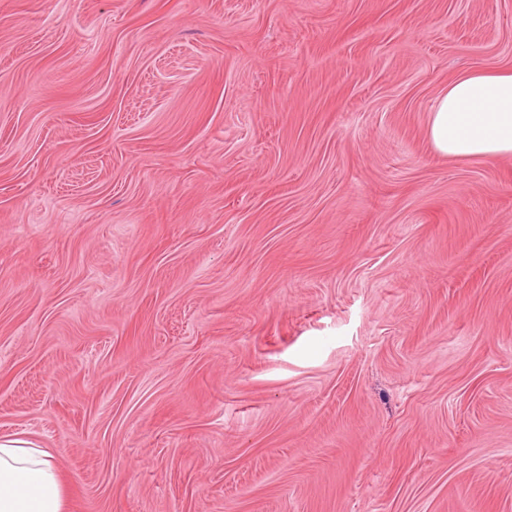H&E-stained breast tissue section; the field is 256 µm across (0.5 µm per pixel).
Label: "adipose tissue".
<instances>
[{
  "label": "adipose tissue",
  "instance_id": "1",
  "mask_svg": "<svg viewBox=\"0 0 512 512\" xmlns=\"http://www.w3.org/2000/svg\"><path fill=\"white\" fill-rule=\"evenodd\" d=\"M427 136L456 160L512 156V69L460 71L435 98ZM0 512H65L53 455L38 442L0 438Z\"/></svg>",
  "mask_w": 512,
  "mask_h": 512
}]
</instances>
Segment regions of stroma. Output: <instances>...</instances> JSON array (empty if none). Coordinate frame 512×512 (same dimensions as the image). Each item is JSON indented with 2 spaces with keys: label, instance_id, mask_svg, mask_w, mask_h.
Masks as SVG:
<instances>
[{
  "label": "stroma",
  "instance_id": "35a3bbf8",
  "mask_svg": "<svg viewBox=\"0 0 512 512\" xmlns=\"http://www.w3.org/2000/svg\"><path fill=\"white\" fill-rule=\"evenodd\" d=\"M512 0H0V436L66 512H512V158L427 137Z\"/></svg>",
  "mask_w": 512,
  "mask_h": 512
}]
</instances>
